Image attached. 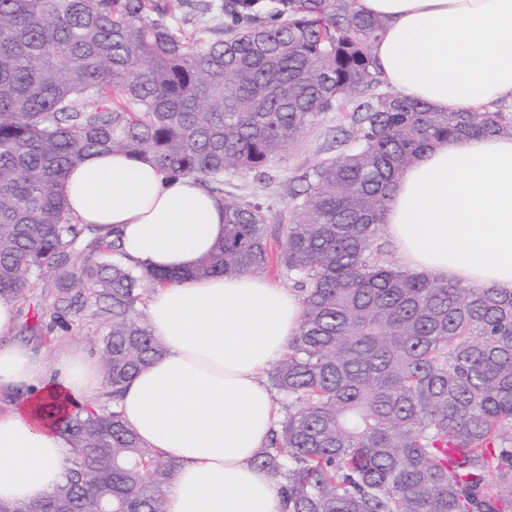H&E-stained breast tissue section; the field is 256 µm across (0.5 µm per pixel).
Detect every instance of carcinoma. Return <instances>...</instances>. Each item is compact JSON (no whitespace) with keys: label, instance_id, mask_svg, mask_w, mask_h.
<instances>
[{"label":"carcinoma","instance_id":"carcinoma-1","mask_svg":"<svg viewBox=\"0 0 512 512\" xmlns=\"http://www.w3.org/2000/svg\"><path fill=\"white\" fill-rule=\"evenodd\" d=\"M385 27L359 0H0V302L45 273L60 308L92 300L117 399L162 354L138 303L170 278L134 271L116 237L76 267L90 227L59 182L104 151L195 178L224 202V239L193 275L274 271L302 294L268 375L284 417L255 458L284 512H509L512 290L411 272L376 241L404 168L442 141L512 136V107L440 112L381 88ZM332 110L351 112L354 146L300 175L289 222L224 196V173L266 174ZM43 414L68 436L65 480L0 512H168L178 461L117 412Z\"/></svg>","mask_w":512,"mask_h":512}]
</instances>
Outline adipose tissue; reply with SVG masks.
<instances>
[{"instance_id":"obj_1","label":"adipose tissue","mask_w":512,"mask_h":512,"mask_svg":"<svg viewBox=\"0 0 512 512\" xmlns=\"http://www.w3.org/2000/svg\"><path fill=\"white\" fill-rule=\"evenodd\" d=\"M385 18L374 53L385 81L442 112L512 102V0H360ZM69 213L119 236L140 271L186 272L224 236V204L121 153L90 155L61 181ZM401 265L463 285L512 290V137L443 142L400 174L383 216ZM298 296L243 274L156 288L148 324L162 355L116 409L144 447L176 458L168 512H281L255 457L281 414L265 374L300 324ZM97 362L67 351L55 368L0 343V502L47 496L65 479L66 439L42 423L46 398L98 392Z\"/></svg>"}]
</instances>
